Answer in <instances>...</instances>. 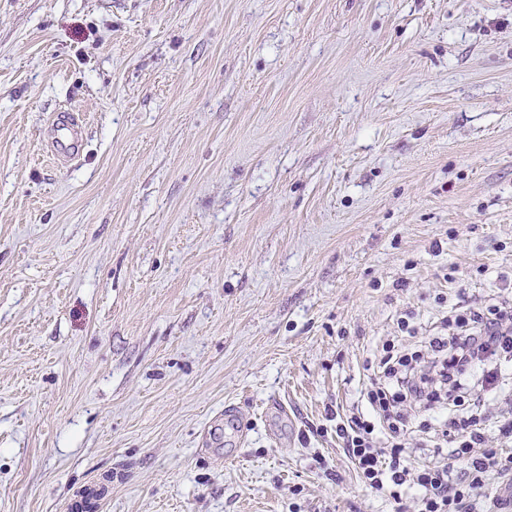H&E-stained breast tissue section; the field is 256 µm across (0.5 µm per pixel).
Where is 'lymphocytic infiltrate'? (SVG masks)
<instances>
[{
  "instance_id": "1",
  "label": "lymphocytic infiltrate",
  "mask_w": 512,
  "mask_h": 512,
  "mask_svg": "<svg viewBox=\"0 0 512 512\" xmlns=\"http://www.w3.org/2000/svg\"><path fill=\"white\" fill-rule=\"evenodd\" d=\"M512 352V311L502 308L473 310L457 316L448 334L429 337L425 352L398 350L383 359L371 378L369 401L378 405L379 422L389 423L390 403L414 402L422 411L446 410L456 419L460 402L456 392L479 376L483 391L498 387L501 372L494 362ZM376 423L354 414L339 424L336 433L362 482L375 492L400 499L401 489L413 483L420 490L416 512H494L484 491L489 472L512 482V454L485 447L481 429L458 421L459 446L451 454L465 459L457 471L448 464L417 466L402 458L400 444H386L374 435Z\"/></svg>"
}]
</instances>
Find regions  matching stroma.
Listing matches in <instances>:
<instances>
[{
    "instance_id": "35a3bbf8",
    "label": "stroma",
    "mask_w": 512,
    "mask_h": 512,
    "mask_svg": "<svg viewBox=\"0 0 512 512\" xmlns=\"http://www.w3.org/2000/svg\"><path fill=\"white\" fill-rule=\"evenodd\" d=\"M494 293L512 0H0V512H395L338 419ZM82 142V126L70 112L60 111L50 124L48 151L54 157L77 154Z\"/></svg>"
}]
</instances>
